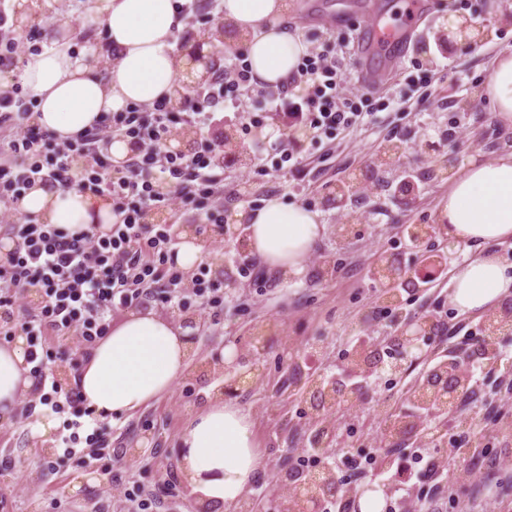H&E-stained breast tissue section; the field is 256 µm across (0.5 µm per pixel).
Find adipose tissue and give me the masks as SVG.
Returning <instances> with one entry per match:
<instances>
[{"instance_id": "obj_1", "label": "adipose tissue", "mask_w": 512, "mask_h": 512, "mask_svg": "<svg viewBox=\"0 0 512 512\" xmlns=\"http://www.w3.org/2000/svg\"><path fill=\"white\" fill-rule=\"evenodd\" d=\"M177 0H85V8L104 31V43L72 50L66 19H58L48 43L28 54L20 73L36 102L35 120L57 138L91 131L100 116L132 104L164 98L175 101L185 85L207 77L204 62L178 52L183 22ZM224 23L242 38L254 76L274 85L294 71L307 47L282 26L288 0H222ZM108 56L107 74L97 62ZM484 93L499 118L512 124V53L497 58ZM22 213L72 233L107 232L112 208L102 198L71 187L48 184L29 188ZM248 245L265 266L283 278L299 276L326 226L319 211L273 197L246 211ZM439 223L449 241L478 247L479 253L451 272L455 307L487 312L512 293V264L486 244L512 240V153L472 162L448 185V204ZM189 347L180 328L149 310L130 311L111 325L83 362L76 386L100 420L130 415L168 392L184 375ZM26 341L0 345V417H8L30 389ZM180 469L202 501L232 508L248 491L261 458L253 424L235 402L210 401L178 438Z\"/></svg>"}]
</instances>
